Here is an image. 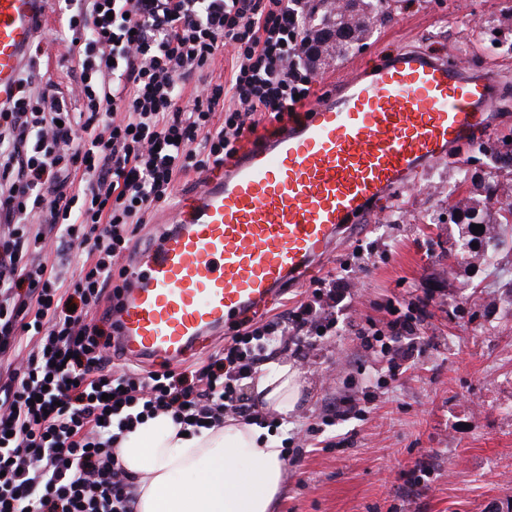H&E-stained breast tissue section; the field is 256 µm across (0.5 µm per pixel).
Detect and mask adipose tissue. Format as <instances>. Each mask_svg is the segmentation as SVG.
I'll use <instances>...</instances> for the list:
<instances>
[{
  "mask_svg": "<svg viewBox=\"0 0 512 512\" xmlns=\"http://www.w3.org/2000/svg\"><path fill=\"white\" fill-rule=\"evenodd\" d=\"M300 379L293 364L273 362L252 382L256 408L288 415ZM115 455L138 478L135 512H275L285 471L276 434L232 416L189 434L170 417L148 418L118 438Z\"/></svg>",
  "mask_w": 512,
  "mask_h": 512,
  "instance_id": "adipose-tissue-1",
  "label": "adipose tissue"
}]
</instances>
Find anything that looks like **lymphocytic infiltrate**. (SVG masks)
I'll return each instance as SVG.
<instances>
[{
	"instance_id": "f902f5d3",
	"label": "lymphocytic infiltrate",
	"mask_w": 512,
	"mask_h": 512,
	"mask_svg": "<svg viewBox=\"0 0 512 512\" xmlns=\"http://www.w3.org/2000/svg\"><path fill=\"white\" fill-rule=\"evenodd\" d=\"M50 11L82 62L77 97L45 80L37 43L0 103V512H134L115 441L159 414L198 427L251 417L239 383L267 353L334 328L350 284L311 280L306 300L239 324L180 372L108 376L118 346L89 314L120 298L131 270L116 261L179 176L223 164L265 120L307 103L317 77L292 0H50ZM227 48L226 76L183 103ZM54 243L82 250L73 272L47 262ZM429 305L392 301L384 325L360 327L390 380L414 359Z\"/></svg>"
}]
</instances>
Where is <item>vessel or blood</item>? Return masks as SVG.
Returning <instances> with one entry per match:
<instances>
[{"label": "vessel or blood", "instance_id": "vessel-or-blood-1", "mask_svg": "<svg viewBox=\"0 0 512 512\" xmlns=\"http://www.w3.org/2000/svg\"><path fill=\"white\" fill-rule=\"evenodd\" d=\"M45 0H0V101ZM497 78L420 49L390 53L279 133L181 191L114 315L124 357L178 361L311 274L344 230L489 122Z\"/></svg>", "mask_w": 512, "mask_h": 512}]
</instances>
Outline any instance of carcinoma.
Wrapping results in <instances>:
<instances>
[{"label":"carcinoma","mask_w":512,"mask_h":512,"mask_svg":"<svg viewBox=\"0 0 512 512\" xmlns=\"http://www.w3.org/2000/svg\"><path fill=\"white\" fill-rule=\"evenodd\" d=\"M300 16L303 22L302 53L311 63H330L345 58L356 45H363L374 29L390 18L393 0H298ZM484 47L496 52L504 46L512 48V37L503 29L489 25L482 33ZM484 208L477 209L471 198L459 195L448 207L449 215L465 213V223L461 227L458 239L454 243L457 251L462 252L469 243L471 224L484 226L482 239L487 249L476 253L472 259L480 265L494 263L499 248L506 244L507 234L512 233V218L504 211L512 213V206L503 207L502 187L497 182L483 185Z\"/></svg>","instance_id":"obj_1"}]
</instances>
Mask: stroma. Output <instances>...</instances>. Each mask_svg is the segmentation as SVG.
<instances>
[{"mask_svg": "<svg viewBox=\"0 0 512 512\" xmlns=\"http://www.w3.org/2000/svg\"><path fill=\"white\" fill-rule=\"evenodd\" d=\"M504 0H400L366 45L318 69L317 93L344 75L375 64L389 50L418 47L467 58L471 69L495 68L498 119L470 138L458 159L424 170L390 197L319 268L347 265L352 308L336 329L304 345V387L296 409L279 419L288 450L277 512H486L512 499V248L493 268L473 266L451 251L453 191L483 198L482 186L512 187V166L496 164L492 147L512 135V52L490 55L477 33L498 19ZM52 39L47 76L74 86L80 62ZM414 291L433 296L420 330V354L393 383L385 361L356 334L372 318L385 322L389 299ZM381 387L364 420L315 432L343 396ZM432 470L427 489H403L401 470L417 459Z\"/></svg>", "mask_w": 512, "mask_h": 512, "instance_id": "1", "label": "stroma"}]
</instances>
